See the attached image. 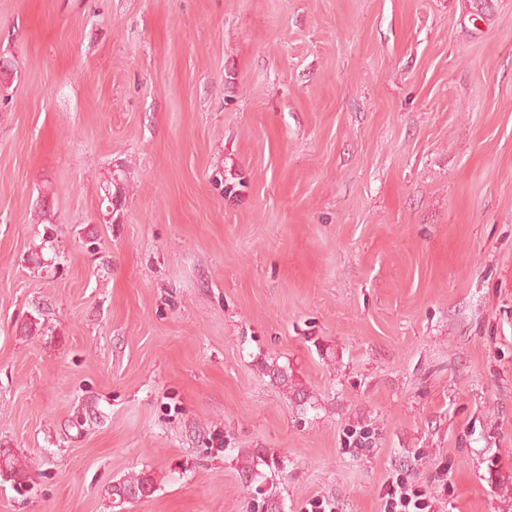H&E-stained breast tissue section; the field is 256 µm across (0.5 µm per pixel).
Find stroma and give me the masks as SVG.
<instances>
[{
    "mask_svg": "<svg viewBox=\"0 0 512 512\" xmlns=\"http://www.w3.org/2000/svg\"><path fill=\"white\" fill-rule=\"evenodd\" d=\"M0 58V512H512V0H0ZM154 491L153 482L145 473L135 474L112 487V495L119 499V503L150 497ZM384 498V512H430L424 492L408 486L399 476L388 481Z\"/></svg>",
    "mask_w": 512,
    "mask_h": 512,
    "instance_id": "1",
    "label": "stroma"
}]
</instances>
